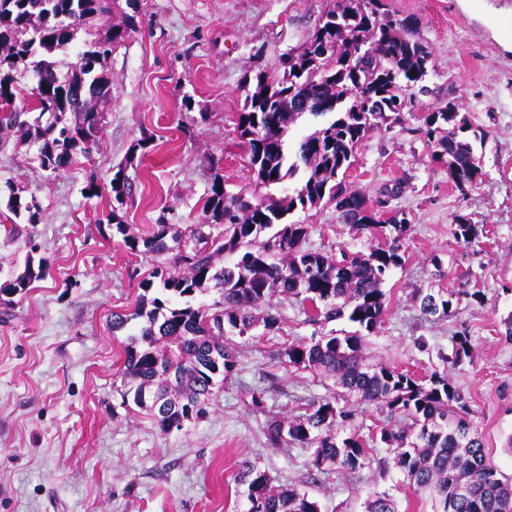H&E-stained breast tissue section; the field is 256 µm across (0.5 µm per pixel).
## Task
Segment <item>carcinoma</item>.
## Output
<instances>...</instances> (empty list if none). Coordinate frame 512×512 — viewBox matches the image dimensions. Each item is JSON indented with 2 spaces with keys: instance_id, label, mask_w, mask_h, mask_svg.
<instances>
[{
  "instance_id": "obj_1",
  "label": "carcinoma",
  "mask_w": 512,
  "mask_h": 512,
  "mask_svg": "<svg viewBox=\"0 0 512 512\" xmlns=\"http://www.w3.org/2000/svg\"><path fill=\"white\" fill-rule=\"evenodd\" d=\"M125 3L129 11L114 24L119 0H0V129L19 132L44 171L63 172L98 148L105 117L95 102L112 97V81L96 66L139 26V0ZM92 22L101 32L84 42L66 70L59 69L51 56ZM416 26L412 16L394 19L380 12L377 0H336L303 46L281 55V78L270 81L259 73L246 81L237 133L252 180L257 187L276 188L297 177L293 194L268 192L252 201L227 192L224 179L216 176L203 197L202 222L186 237L163 216L150 235L139 237L129 233L116 210L106 215L130 251L142 247L156 257L176 252L174 266L159 262L140 282L143 294L133 312L112 319L115 330L143 320L127 345L124 396H133L160 431L180 430L204 414L217 377L226 379L235 370L230 336H249L259 322L269 332L279 329L272 307L276 296L300 299L314 322L346 319L367 332L381 323L386 311L381 285L402 260L406 218L395 213L382 219L365 195L345 185L344 175L371 129L398 122L410 111L409 89L433 68V49L417 36ZM29 72L36 82L25 89L19 77ZM305 113L332 118L291 150L286 133ZM469 130L468 118L451 102L426 113L421 128L432 161L448 169L462 192L482 175ZM128 181L120 166L109 182L120 204ZM4 185L10 190L7 209L27 224L40 223L36 199L13 191L8 178ZM325 200L335 203L340 223L378 235L383 243L367 255L343 252L339 258L305 248L311 226L288 217ZM206 227L222 232L207 234ZM453 236L470 246L480 243L476 226L462 217ZM219 255L225 258L220 268ZM46 271L45 258L28 256L21 273L0 282V295L25 293ZM210 288L219 291V299L195 305L197 294ZM468 296L475 294L430 292L416 299L424 315L446 316L453 302ZM362 340L355 331L278 350L279 364L331 376L345 394L315 400L295 418H271L267 445L313 449L311 463L322 473H355L376 460L372 452L380 447L392 454L414 492L429 495L433 512H512V479L490 460L464 396L448 379V368L472 358L468 336L456 338L451 352L438 351L442 370L424 378L366 362ZM172 366L178 402L161 414L154 395L166 390L163 374ZM347 394L386 414L375 445L360 435L355 410L341 404ZM376 461L386 466V460ZM239 482L247 486V512H321L318 501L298 488L272 487L256 464L242 466ZM365 512H398L397 502L386 491H374Z\"/></svg>"
}]
</instances>
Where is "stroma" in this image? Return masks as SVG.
<instances>
[{"mask_svg": "<svg viewBox=\"0 0 512 512\" xmlns=\"http://www.w3.org/2000/svg\"><path fill=\"white\" fill-rule=\"evenodd\" d=\"M335 0H140V27L99 70L112 82L100 100L106 129L93 157L51 177L16 136L0 147V175L42 205L37 224L12 223L0 199V281L24 262L29 242L49 270L25 295L0 303V512H247L236 475L244 463L265 470L273 485L291 484L319 501L321 512H364L370 492L389 491L399 512H431L394 467L340 476L320 473L312 451L273 449L268 417L303 414L330 397L332 380L272 364L283 343L311 342L353 324L308 322L295 298H273L281 317L274 332L234 337L237 365L216 388L203 418L161 432L123 399L129 333L113 313L133 311L139 283L156 259L130 254L111 225L101 223L110 193L85 198L88 181L106 184L126 165L130 187L120 211L133 234L147 236L162 207L182 234L201 220V199L214 174L227 191L258 195L238 146L235 120L244 80L279 75L278 60L299 47ZM386 10L418 20L435 54L403 122L371 131L345 175L349 188L377 201L399 185L390 207L408 221L401 266L383 289L386 313L367 333L362 354L416 376L439 367L437 349H451L467 331L471 360L449 369L478 424L485 448L512 476V345L501 335L512 316V0H383ZM450 101L478 136L472 145L482 176L459 191L435 165L420 132L423 112ZM155 142L131 155L143 134ZM488 231L480 252L453 236L457 217ZM311 225L317 251L369 253L374 242L340 223L334 205L295 211ZM472 292L449 316H424L416 292ZM267 389L266 409L250 394Z\"/></svg>", "mask_w": 512, "mask_h": 512, "instance_id": "stroma-1", "label": "stroma"}]
</instances>
